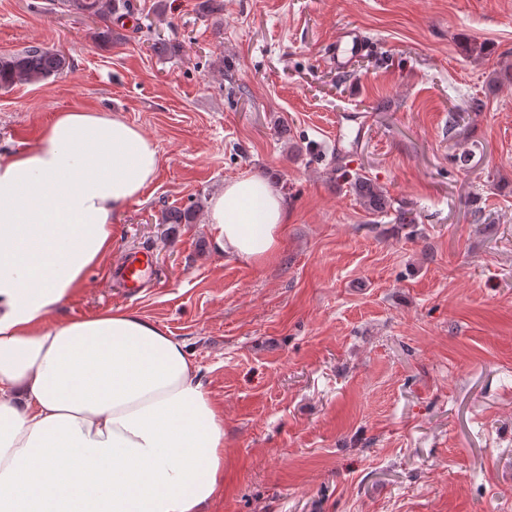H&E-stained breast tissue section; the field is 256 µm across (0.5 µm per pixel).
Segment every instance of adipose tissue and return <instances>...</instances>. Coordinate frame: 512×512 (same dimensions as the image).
<instances>
[{"mask_svg":"<svg viewBox=\"0 0 512 512\" xmlns=\"http://www.w3.org/2000/svg\"><path fill=\"white\" fill-rule=\"evenodd\" d=\"M157 169L151 139L97 112L0 152V512H208L224 484V419L184 343L130 309L56 316ZM205 222L217 253L256 265L288 209L244 174Z\"/></svg>","mask_w":512,"mask_h":512,"instance_id":"1","label":"adipose tissue"}]
</instances>
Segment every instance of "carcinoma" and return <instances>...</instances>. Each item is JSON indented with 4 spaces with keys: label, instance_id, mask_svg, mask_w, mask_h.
Wrapping results in <instances>:
<instances>
[{
    "label": "carcinoma",
    "instance_id": "obj_1",
    "mask_svg": "<svg viewBox=\"0 0 512 512\" xmlns=\"http://www.w3.org/2000/svg\"><path fill=\"white\" fill-rule=\"evenodd\" d=\"M67 10L86 12L99 18L122 19L130 12L129 0H60ZM72 67L70 57L58 50L31 45L21 51L0 54V89L18 83H36L61 77ZM349 184L364 208L373 215H384L391 200L385 191L362 174L351 177ZM199 205L168 208L162 215L165 224H194Z\"/></svg>",
    "mask_w": 512,
    "mask_h": 512
}]
</instances>
